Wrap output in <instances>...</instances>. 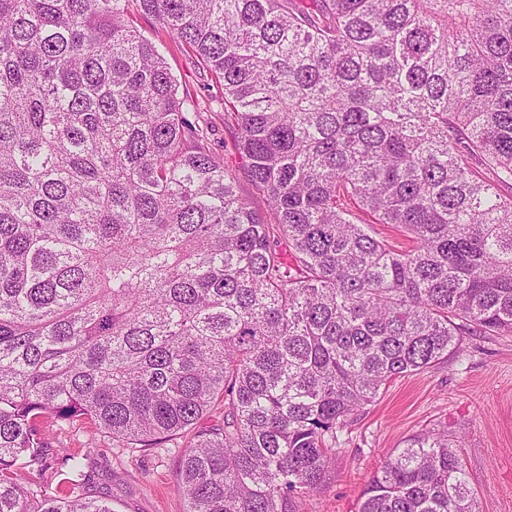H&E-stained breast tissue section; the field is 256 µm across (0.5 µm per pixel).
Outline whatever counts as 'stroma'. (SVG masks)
Instances as JSON below:
<instances>
[{"instance_id": "1", "label": "stroma", "mask_w": 512, "mask_h": 512, "mask_svg": "<svg viewBox=\"0 0 512 512\" xmlns=\"http://www.w3.org/2000/svg\"><path fill=\"white\" fill-rule=\"evenodd\" d=\"M182 90L198 99L217 94L191 53H166ZM50 448L87 455L84 492L110 499L114 512H185L177 493V453L191 434L144 450L93 433L90 421L40 420ZM447 431L461 444L466 478L480 512H512V336L467 337L440 363L393 381L338 434L328 483L299 500L301 512H358L363 490L394 449L425 430Z\"/></svg>"}]
</instances>
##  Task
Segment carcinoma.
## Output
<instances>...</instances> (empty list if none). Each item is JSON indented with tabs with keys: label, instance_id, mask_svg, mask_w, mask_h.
<instances>
[{
	"label": "carcinoma",
	"instance_id": "1",
	"mask_svg": "<svg viewBox=\"0 0 512 512\" xmlns=\"http://www.w3.org/2000/svg\"><path fill=\"white\" fill-rule=\"evenodd\" d=\"M140 19L222 94L180 93ZM501 185L512 0H0V512H114L67 448L60 494L21 485L38 419L159 448L218 400L186 512H296L391 381L512 335ZM458 448L409 438L359 512H480ZM211 121L216 128V131L214 132L215 135L211 138V144L213 146L214 152L221 158H224V161L227 162V165L230 166V169L237 170L236 174L239 175L240 192L242 195L249 199L256 209H264L265 199L263 194L254 188L245 179L242 171L239 168L240 164L238 158L234 155H231L229 150H224V138L226 140L229 139L228 132L224 129V112H216L215 107V111L211 113Z\"/></svg>",
	"mask_w": 512,
	"mask_h": 512
}]
</instances>
